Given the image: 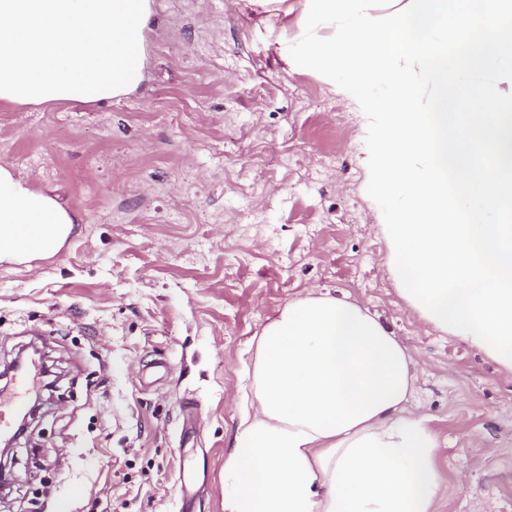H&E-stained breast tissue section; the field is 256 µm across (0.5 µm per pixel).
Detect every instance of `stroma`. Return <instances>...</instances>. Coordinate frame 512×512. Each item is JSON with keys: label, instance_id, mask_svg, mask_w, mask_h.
Wrapping results in <instances>:
<instances>
[{"label": "stroma", "instance_id": "35a3bbf8", "mask_svg": "<svg viewBox=\"0 0 512 512\" xmlns=\"http://www.w3.org/2000/svg\"><path fill=\"white\" fill-rule=\"evenodd\" d=\"M301 24L154 0L136 92L0 104V165L83 217L54 255L0 264V370L34 344L62 375L0 512H224L249 344L326 289L416 360L438 512H512V373L400 296L361 114L278 54Z\"/></svg>", "mask_w": 512, "mask_h": 512}]
</instances>
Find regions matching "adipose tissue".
Masks as SVG:
<instances>
[{
  "instance_id": "ef3b65f1",
  "label": "adipose tissue",
  "mask_w": 512,
  "mask_h": 512,
  "mask_svg": "<svg viewBox=\"0 0 512 512\" xmlns=\"http://www.w3.org/2000/svg\"><path fill=\"white\" fill-rule=\"evenodd\" d=\"M153 0H0V103L118 100L145 80ZM82 215L0 165V263L56 253ZM224 512H437L439 441L415 361L330 293L285 304L244 365Z\"/></svg>"
}]
</instances>
